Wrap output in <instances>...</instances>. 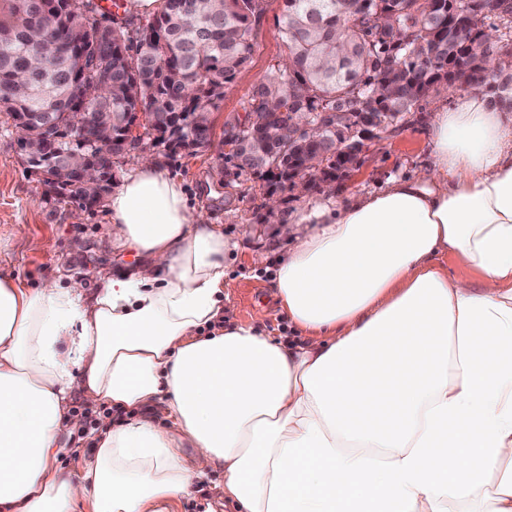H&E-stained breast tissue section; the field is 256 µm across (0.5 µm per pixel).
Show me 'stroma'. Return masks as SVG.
<instances>
[{"label": "stroma", "instance_id": "35a3bbf8", "mask_svg": "<svg viewBox=\"0 0 512 512\" xmlns=\"http://www.w3.org/2000/svg\"><path fill=\"white\" fill-rule=\"evenodd\" d=\"M281 10V0H272L256 21L254 52L211 114L212 138L207 148L193 155L175 153L165 145L144 140L136 152L180 176L194 210L220 225L232 243L226 320L253 325L285 341L294 338L295 332L273 294L269 274L255 260L261 256L273 259L287 250L291 239L282 227L308 199L297 196L275 214H268L260 181L249 173H236L222 158L225 119L240 111L272 65L288 57L279 24ZM451 103L448 91L431 94L406 114L402 129L367 142L359 170L341 183V190L364 194L427 165L431 158L430 118ZM137 262L133 254L112 247L105 206L85 210L75 201L46 194L17 145L10 117L0 112V277H12L36 288L57 273L77 274L90 292L96 273L123 270ZM223 487V469L210 471L196 480L192 493L174 512H235L234 506L223 500Z\"/></svg>", "mask_w": 512, "mask_h": 512}]
</instances>
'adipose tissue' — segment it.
<instances>
[{
    "label": "adipose tissue",
    "instance_id": "adipose-tissue-1",
    "mask_svg": "<svg viewBox=\"0 0 512 512\" xmlns=\"http://www.w3.org/2000/svg\"><path fill=\"white\" fill-rule=\"evenodd\" d=\"M453 100L425 168L294 215L272 287L306 343L225 323L224 231L146 157L108 201L137 266L0 278V512H173L214 468L243 512H512V112ZM75 391L132 417L70 473Z\"/></svg>",
    "mask_w": 512,
    "mask_h": 512
}]
</instances>
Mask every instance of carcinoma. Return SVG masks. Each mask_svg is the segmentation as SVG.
<instances>
[{
  "instance_id": "carcinoma-1",
  "label": "carcinoma",
  "mask_w": 512,
  "mask_h": 512,
  "mask_svg": "<svg viewBox=\"0 0 512 512\" xmlns=\"http://www.w3.org/2000/svg\"><path fill=\"white\" fill-rule=\"evenodd\" d=\"M282 33L288 61L273 66L241 104L248 123L232 116L224 140L233 145L238 169L262 181L269 195L294 198L290 178L319 144L285 136L302 118L324 122L322 137L333 153L310 172L307 189H319L362 151L359 127L371 123L389 132L404 114L448 80L456 54L476 48L470 70L489 63L500 40L480 27L463 30L455 19L480 20L512 11V0H283ZM270 0H162L156 16L133 29L98 19L95 9L70 0H0V112L23 120L22 150L44 185L75 197V169L32 164L50 145L60 151L84 149L88 161L112 167L122 148L125 116L144 113L145 135L171 147L166 132L208 144V126L189 119L211 113L248 64L254 51V23ZM489 87L512 105V64L497 59L486 74ZM87 99L89 123L83 142L65 113Z\"/></svg>"
}]
</instances>
